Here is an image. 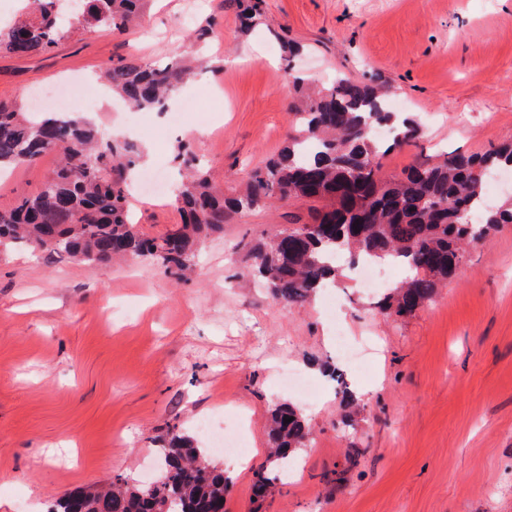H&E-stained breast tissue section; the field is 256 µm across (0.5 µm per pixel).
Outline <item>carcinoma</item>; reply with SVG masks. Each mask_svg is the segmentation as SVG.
<instances>
[{
    "label": "carcinoma",
    "mask_w": 512,
    "mask_h": 512,
    "mask_svg": "<svg viewBox=\"0 0 512 512\" xmlns=\"http://www.w3.org/2000/svg\"><path fill=\"white\" fill-rule=\"evenodd\" d=\"M146 2L83 0L79 23L121 33ZM262 10L263 0H249L241 10L242 26L259 22ZM62 11V0H32L28 16L0 28V54L28 58L49 51L68 33ZM220 26L209 18L195 40L220 34ZM192 73L193 60L185 57L154 66L121 59L101 79L135 109L162 112ZM292 85L300 92L292 104L296 134L253 171L243 193L224 196L190 147L177 146L174 160L183 179L174 202L180 223L153 237L140 231L128 208L130 173L142 159L137 148L104 139L80 117L45 112L29 119L18 106L0 103V167L15 170L49 154L59 158L36 191L0 208V244L88 266L141 256L184 276L194 266L201 240L224 233L231 215L299 202L307 206V218L293 217L249 254L252 274L273 300L307 304L336 280L338 255H348L353 265L389 258L404 265L408 276L382 294L377 306L399 318L414 315L454 274L469 244L512 224V199L490 207L484 196L485 175L512 168V140L485 153L420 161L386 178L381 157L415 140L418 124L389 108L382 87L346 75L326 90L310 89L296 75ZM379 126L393 129V138L376 140L373 130ZM287 416L293 421L286 424ZM309 436L292 404L282 402L271 411L269 439L276 459L290 458ZM160 454L162 469L153 486L117 474L96 490L64 493L45 512H224L220 500L231 479L204 449L173 432ZM254 477L257 498L270 494L278 481L265 463Z\"/></svg>",
    "instance_id": "1"
}]
</instances>
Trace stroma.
<instances>
[{"label": "stroma", "mask_w": 512, "mask_h": 512, "mask_svg": "<svg viewBox=\"0 0 512 512\" xmlns=\"http://www.w3.org/2000/svg\"><path fill=\"white\" fill-rule=\"evenodd\" d=\"M260 22L241 30L222 0H148L140 26L124 34L75 26L47 53L0 56V102L31 109L33 90L90 78L117 58L157 64L192 52L189 36L213 14L223 33L200 50L223 61L212 79L223 112L203 114L195 82L175 95L189 118L166 132L159 113L120 106L94 112L108 137L148 151L146 168L177 178L187 142L235 193L247 173L277 154L294 131L292 74L330 86L336 74L378 75L420 132L381 159L392 177L417 160L483 153L512 137V0H264ZM301 46L286 57L281 41ZM58 165L47 159L0 178V207L35 190ZM141 230L177 223L173 195L131 194ZM305 205L232 215L202 241L193 274L179 280L151 260L98 267L0 253V512H25L75 487L122 474L155 476L171 430L198 438L232 484L224 512H512V225L470 248L447 287L414 316L377 306L344 271L331 293L303 308L274 302L243 278L248 248L287 226ZM377 339L365 369L342 362L333 337ZM339 366L343 383L320 372ZM291 367L316 382L308 400L282 386ZM357 392L345 405L342 391ZM293 402L311 436L276 493L255 501L265 462L267 419ZM244 415L246 463L201 438Z\"/></svg>", "instance_id": "1"}]
</instances>
